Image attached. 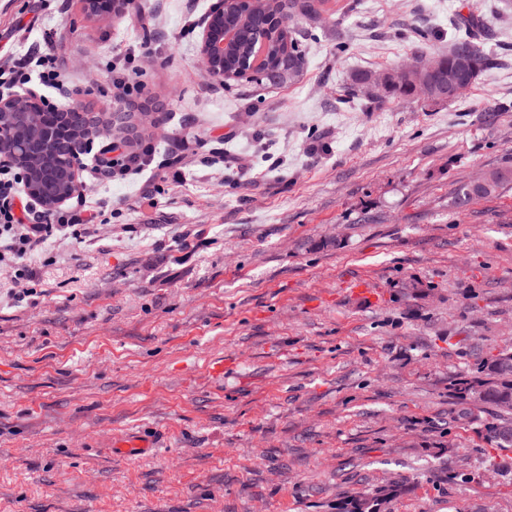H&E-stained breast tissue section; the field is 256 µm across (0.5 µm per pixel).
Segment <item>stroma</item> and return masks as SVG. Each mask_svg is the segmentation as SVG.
I'll use <instances>...</instances> for the list:
<instances>
[{
  "mask_svg": "<svg viewBox=\"0 0 512 512\" xmlns=\"http://www.w3.org/2000/svg\"><path fill=\"white\" fill-rule=\"evenodd\" d=\"M217 0H0V55L53 37L61 103L110 111L111 60L154 108L157 175L80 171L100 211L51 239L33 294L0 287V512H512L492 407L453 393L512 345V0H328L292 85L216 82L199 61ZM474 15L495 58L451 101L347 99L351 73L440 50ZM224 364L223 379L208 367ZM147 435V456L115 439ZM490 178L485 186L473 187L472 183H464L455 189V194L459 202H467L472 198H484L494 195L498 189L508 181H512L511 169H494L489 171Z\"/></svg>",
  "mask_w": 512,
  "mask_h": 512,
  "instance_id": "obj_1",
  "label": "stroma"
}]
</instances>
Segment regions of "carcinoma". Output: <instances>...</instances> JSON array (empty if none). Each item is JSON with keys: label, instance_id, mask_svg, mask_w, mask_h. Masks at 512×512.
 Wrapping results in <instances>:
<instances>
[{"label": "carcinoma", "instance_id": "cac0c4a2", "mask_svg": "<svg viewBox=\"0 0 512 512\" xmlns=\"http://www.w3.org/2000/svg\"><path fill=\"white\" fill-rule=\"evenodd\" d=\"M325 0H227L224 3V26L238 32L236 45L224 55V71L231 74L241 67L253 43L262 39L266 43V62L263 67L252 72L258 81L274 84L294 83L305 67V56L300 48L296 32L291 30L292 18L299 16L308 24H316L321 17ZM478 26L471 16H459L453 47L439 56L440 65L437 78L448 82V75L455 72L463 62L470 64L472 81L490 68L492 59L481 43L475 41L473 29ZM364 71H356L350 76L351 92L365 98L369 103H380L388 97L416 96L417 88L411 83H390L375 95L363 90ZM86 121L83 113L68 115L67 125L71 135L66 137L68 152L81 153L84 142L77 139L78 132ZM490 178L482 187L470 183L455 189L458 201L467 202L472 198L494 195L506 182L512 181L511 169L489 171ZM479 394V402H471L474 394ZM455 397L468 406H491L496 411L494 421L486 428L487 443L499 450L512 448V351L503 349L494 355L484 357L476 367L475 374L461 379L454 387ZM383 495L373 492L354 501L353 512H380Z\"/></svg>", "mask_w": 512, "mask_h": 512}]
</instances>
